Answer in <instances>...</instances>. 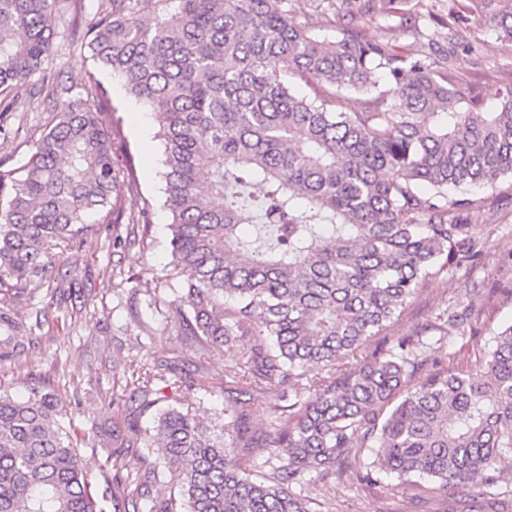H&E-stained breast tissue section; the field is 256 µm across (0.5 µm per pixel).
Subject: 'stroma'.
Returning <instances> with one entry per match:
<instances>
[{"label":"stroma","mask_w":512,"mask_h":512,"mask_svg":"<svg viewBox=\"0 0 512 512\" xmlns=\"http://www.w3.org/2000/svg\"><path fill=\"white\" fill-rule=\"evenodd\" d=\"M506 6V0H398L399 11L415 26L398 32L395 44L449 74L478 94L484 110H493L503 87L512 83V49L485 18ZM449 25L462 41L453 49L443 37ZM53 47L29 86L18 91L23 111L0 115V170L20 171L33 143L56 122L51 105L33 95V87L58 79L74 92L89 91L93 60L86 40L63 24L56 28ZM99 78L112 93L100 121L135 160L136 179L124 207L132 213L149 208L150 236L146 243H132L126 225H89L57 250L61 279L20 296L0 293V315L14 325L11 341L0 344V392L22 396L31 382H47L67 407L78 446L94 470L105 461L103 444L114 422L131 410L125 366L175 365L176 376L198 384L197 410L210 421L224 411V376L234 363L227 352L187 348L178 330L169 309L171 217L162 206L158 126L153 112L128 97L119 79L105 72ZM471 195L481 204L462 211L460 221L473 251L452 256L423 282L388 330L407 342L430 345L427 361L416 370L419 380L440 365L470 368L488 353L496 334L512 325V179ZM445 311L461 316L464 332L443 337L430 329L433 317ZM293 492L309 500L312 512H512V461L501 463L492 481L448 491L428 478L406 485L383 472L374 486L313 473Z\"/></svg>","instance_id":"stroma-1"}]
</instances>
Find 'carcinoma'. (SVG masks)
I'll return each instance as SVG.
<instances>
[{"instance_id":"obj_1","label":"carcinoma","mask_w":512,"mask_h":512,"mask_svg":"<svg viewBox=\"0 0 512 512\" xmlns=\"http://www.w3.org/2000/svg\"><path fill=\"white\" fill-rule=\"evenodd\" d=\"M55 0H0V114L52 47ZM84 31L97 64L149 105L163 146L164 206L180 294L171 300L196 351L248 339L224 382V423L171 406L147 433L130 413L112 430V476L99 482L73 446L67 410L46 386L0 393V512H311L291 486L316 472L371 484L379 470L445 489L487 481L512 458V326L473 372L440 368L415 385L424 342L357 352L387 331L440 261L470 252L456 213L472 187L512 178V84L492 112L431 65L347 26L332 39L288 0H100ZM512 47V6L493 21ZM384 74V82L372 73ZM317 82L314 97L291 79ZM88 99L58 81V121L20 177L0 171V288L21 293L54 273L53 249L86 217L147 234L148 210L124 217L112 134ZM368 110L336 109V93ZM139 409L167 382L130 365ZM306 380L308 398L294 386ZM273 433L251 427L269 386ZM159 446L123 473L132 448ZM373 448L374 460L352 458ZM278 465L257 477L258 457ZM177 492L152 498L162 471Z\"/></svg>"}]
</instances>
